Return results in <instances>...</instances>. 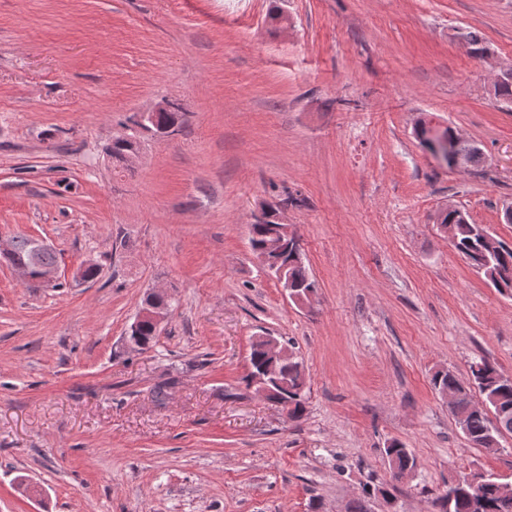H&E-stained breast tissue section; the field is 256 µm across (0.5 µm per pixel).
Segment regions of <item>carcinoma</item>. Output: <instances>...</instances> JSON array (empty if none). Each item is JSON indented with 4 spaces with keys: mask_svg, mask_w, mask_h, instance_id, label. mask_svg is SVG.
Segmentation results:
<instances>
[{
    "mask_svg": "<svg viewBox=\"0 0 512 512\" xmlns=\"http://www.w3.org/2000/svg\"><path fill=\"white\" fill-rule=\"evenodd\" d=\"M467 52L478 58L490 55L482 34L476 30L457 32ZM494 96L502 104L512 106V78H505L494 86ZM455 153L465 163V168L484 171L487 159L482 149L469 141L454 139ZM437 223L451 226L452 246L472 266L483 273L489 284L502 294L512 296V247L498 242L489 249L482 244L481 225L470 221L467 212L443 211ZM280 225L268 221L249 225V243L252 252L262 262L272 259L288 264L286 278L288 289L296 295H306L316 290V281L311 276L303 259L297 258L294 247L283 239L279 252H269L266 244L279 235ZM34 248V239L18 236L5 258L18 265L29 261ZM144 348H149L157 337L154 325L145 321L131 334ZM268 342L253 340L248 356L247 379L265 376L272 384L274 398L288 409V416L299 419L306 409V378L302 361L294 351L288 356L275 358L269 354ZM471 383H461L448 371H437L431 378L433 389L441 396L448 395V408L462 430L466 440L476 448L495 454L501 448V439L512 435V377L504 375L491 363L482 360L470 366ZM478 391L481 401L473 400V391ZM390 471L412 470L416 459L411 450L393 440L385 448ZM503 482L492 474H481L477 484L455 486L448 489L444 497H436L440 512H512V494L502 491Z\"/></svg>",
    "mask_w": 512,
    "mask_h": 512,
    "instance_id": "carcinoma-1",
    "label": "carcinoma"
}]
</instances>
